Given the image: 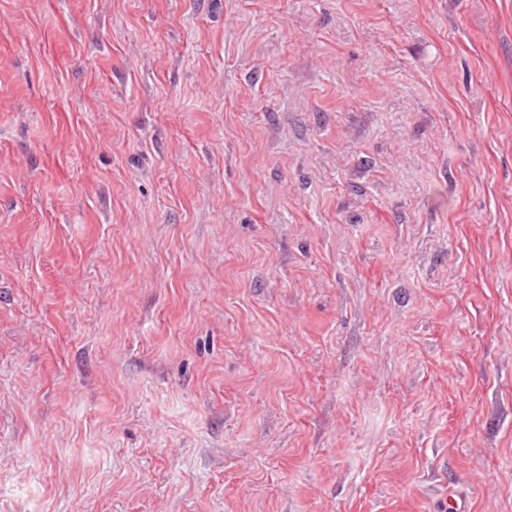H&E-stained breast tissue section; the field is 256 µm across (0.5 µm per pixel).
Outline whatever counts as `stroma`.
I'll list each match as a JSON object with an SVG mask.
<instances>
[{
	"instance_id": "35a3bbf8",
	"label": "stroma",
	"mask_w": 512,
	"mask_h": 512,
	"mask_svg": "<svg viewBox=\"0 0 512 512\" xmlns=\"http://www.w3.org/2000/svg\"><path fill=\"white\" fill-rule=\"evenodd\" d=\"M512 512V0H0V512Z\"/></svg>"
}]
</instances>
